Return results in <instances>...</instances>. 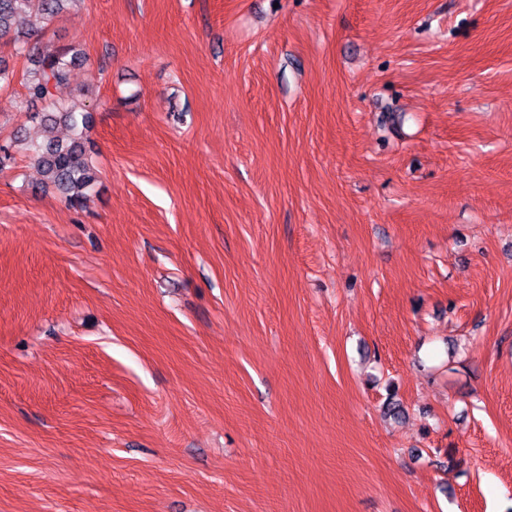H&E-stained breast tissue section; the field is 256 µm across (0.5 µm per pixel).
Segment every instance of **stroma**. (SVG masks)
Listing matches in <instances>:
<instances>
[{"instance_id":"1","label":"stroma","mask_w":512,"mask_h":512,"mask_svg":"<svg viewBox=\"0 0 512 512\" xmlns=\"http://www.w3.org/2000/svg\"><path fill=\"white\" fill-rule=\"evenodd\" d=\"M38 39L88 56L98 180L41 188L0 43V512H512V0H77Z\"/></svg>"}]
</instances>
